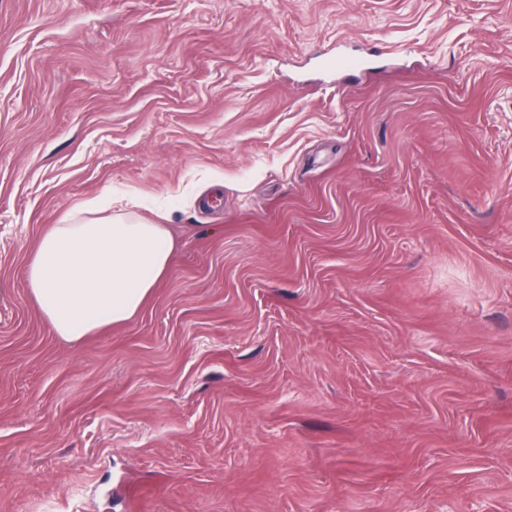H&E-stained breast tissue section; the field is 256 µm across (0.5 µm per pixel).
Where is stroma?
Segmentation results:
<instances>
[{
  "label": "stroma",
  "mask_w": 512,
  "mask_h": 512,
  "mask_svg": "<svg viewBox=\"0 0 512 512\" xmlns=\"http://www.w3.org/2000/svg\"><path fill=\"white\" fill-rule=\"evenodd\" d=\"M105 201L170 271L67 343ZM0 512H512V0H0ZM77 208L38 237L25 263L28 292L72 343L132 319L170 266L169 224Z\"/></svg>",
  "instance_id": "obj_1"
}]
</instances>
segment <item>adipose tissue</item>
Instances as JSON below:
<instances>
[{"instance_id": "adipose-tissue-1", "label": "adipose tissue", "mask_w": 512, "mask_h": 512, "mask_svg": "<svg viewBox=\"0 0 512 512\" xmlns=\"http://www.w3.org/2000/svg\"><path fill=\"white\" fill-rule=\"evenodd\" d=\"M172 251L168 225L80 207L39 235L25 263L28 292L54 334L76 342L132 319Z\"/></svg>"}]
</instances>
